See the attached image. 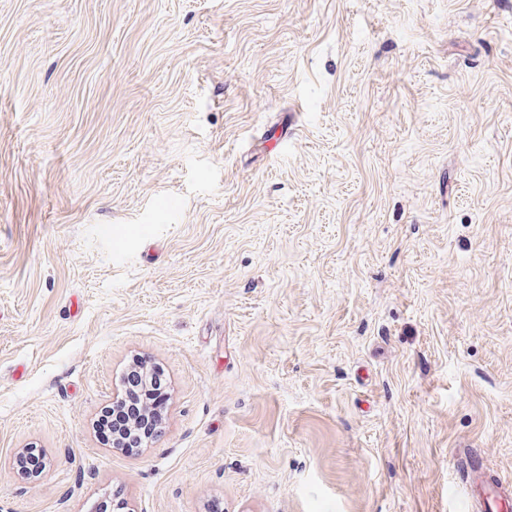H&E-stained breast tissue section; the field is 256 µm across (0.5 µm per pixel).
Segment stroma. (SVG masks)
Wrapping results in <instances>:
<instances>
[{
  "mask_svg": "<svg viewBox=\"0 0 512 512\" xmlns=\"http://www.w3.org/2000/svg\"><path fill=\"white\" fill-rule=\"evenodd\" d=\"M463 450L512 479V0H0V512H460ZM163 373L143 368L127 372L123 397L105 408L98 417L96 432L108 444L126 442V448H139L160 426L166 405V385Z\"/></svg>",
  "mask_w": 512,
  "mask_h": 512,
  "instance_id": "35a3bbf8",
  "label": "stroma"
}]
</instances>
